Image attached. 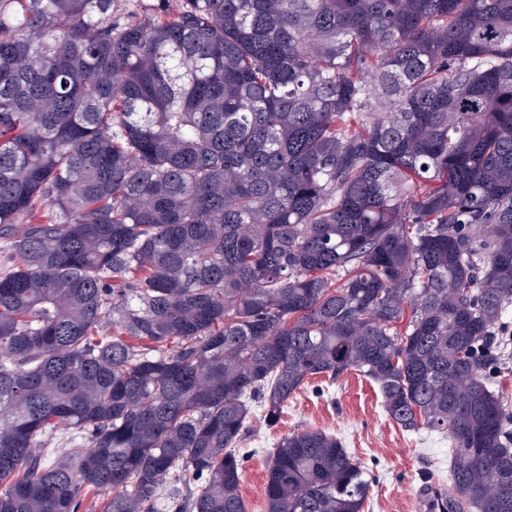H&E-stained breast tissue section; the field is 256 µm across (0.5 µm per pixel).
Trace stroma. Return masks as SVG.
Returning a JSON list of instances; mask_svg holds the SVG:
<instances>
[{"instance_id": "1", "label": "stroma", "mask_w": 512, "mask_h": 512, "mask_svg": "<svg viewBox=\"0 0 512 512\" xmlns=\"http://www.w3.org/2000/svg\"><path fill=\"white\" fill-rule=\"evenodd\" d=\"M377 385L352 372L333 383L309 380L284 407L279 422L266 427L253 416L240 443L245 455L241 495L246 512H266L265 479L278 440L301 429L335 434L374 483L364 512H429L426 489H447V437L419 429L404 430L381 406Z\"/></svg>"}]
</instances>
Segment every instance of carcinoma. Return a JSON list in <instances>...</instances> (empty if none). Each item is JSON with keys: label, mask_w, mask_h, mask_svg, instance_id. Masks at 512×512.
Segmentation results:
<instances>
[{"label": "carcinoma", "mask_w": 512, "mask_h": 512, "mask_svg": "<svg viewBox=\"0 0 512 512\" xmlns=\"http://www.w3.org/2000/svg\"><path fill=\"white\" fill-rule=\"evenodd\" d=\"M169 2L0 0V512H246L253 410L354 371L512 512V0ZM370 488L303 429L266 512ZM497 371L493 374V379L503 387L507 396V407L512 412V344L508 346L506 352L501 354L497 360Z\"/></svg>", "instance_id": "obj_1"}]
</instances>
